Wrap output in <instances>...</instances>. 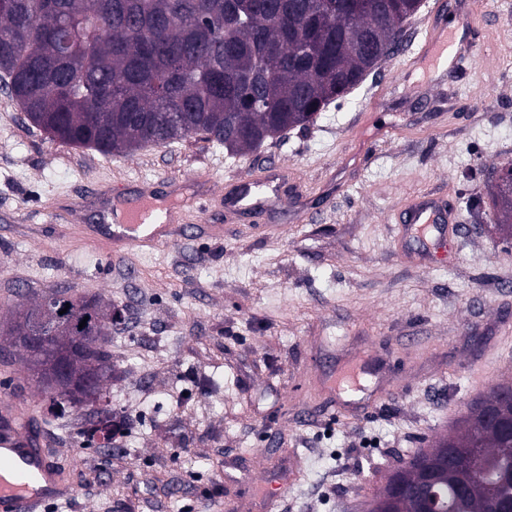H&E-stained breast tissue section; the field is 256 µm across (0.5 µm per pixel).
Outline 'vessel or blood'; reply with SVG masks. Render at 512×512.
Instances as JSON below:
<instances>
[{
  "instance_id": "1",
  "label": "vessel or blood",
  "mask_w": 512,
  "mask_h": 512,
  "mask_svg": "<svg viewBox=\"0 0 512 512\" xmlns=\"http://www.w3.org/2000/svg\"><path fill=\"white\" fill-rule=\"evenodd\" d=\"M455 16L459 27L470 24L469 15L456 12L454 0H435L430 12L422 19L424 37L408 48L398 51V58L409 63L421 64L435 59L437 65H445L448 59L462 61L475 52V45L458 44L449 35L446 21ZM286 170L275 169L266 174L239 181L224 196V208L230 212L261 214L262 208L255 199L259 188L272 189L279 203H287L288 197L281 189L288 182ZM135 203L120 207V222L113 225L110 235L114 243L140 248H155L167 243L182 230L177 223V210L188 204L199 211H207L210 200L196 195L181 200L172 198L169 204H158L155 185L141 182L137 185ZM398 221L404 234L424 237L447 236L449 227L438 218L432 205L422 201L400 214ZM370 356H360L346 365L339 376L331 378L328 391L341 398H352L363 392L362 378L369 368ZM73 487L59 467L52 443L31 403L17 393L0 394V512H45L48 504L69 500Z\"/></svg>"
}]
</instances>
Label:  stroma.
I'll return each instance as SVG.
<instances>
[{"mask_svg": "<svg viewBox=\"0 0 512 512\" xmlns=\"http://www.w3.org/2000/svg\"><path fill=\"white\" fill-rule=\"evenodd\" d=\"M466 36L479 50L455 78L381 64L313 125L242 157L198 136L119 155L53 142L0 91V327L18 298L56 289L122 314L108 447L88 443L92 417L52 414L20 352L0 347V387L30 399L77 490L49 512H367L480 387L512 382V246L487 197L512 164V0ZM271 166L298 187L285 207L265 193L261 219L216 205L154 249L88 233L139 182L218 196ZM421 196L453 211L446 246L397 245L394 215ZM364 350L367 399L330 408L325 381ZM295 461L275 504L254 491Z\"/></svg>", "mask_w": 512, "mask_h": 512, "instance_id": "stroma-1", "label": "stroma"}]
</instances>
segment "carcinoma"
Segmentation results:
<instances>
[{
	"label": "carcinoma",
	"instance_id": "cac0c4a2",
	"mask_svg": "<svg viewBox=\"0 0 512 512\" xmlns=\"http://www.w3.org/2000/svg\"><path fill=\"white\" fill-rule=\"evenodd\" d=\"M414 0H5L0 8V81L33 127L53 142L127 154L192 134L242 156L266 140L313 122L347 95L374 60L356 46L365 37L383 53L398 47ZM257 96L263 106L252 108ZM491 185L492 222L512 240V167ZM52 303L57 322L75 335L99 330L79 369L100 373L87 399L109 428L112 321L98 299L81 305L64 291ZM13 329H30L37 312L20 302ZM66 313H61L62 309ZM85 327H79L81 321ZM512 386L473 403L461 429L391 472L406 485L392 512H494L487 488L461 490L435 468L425 486L418 468L446 448H474L491 469L512 448Z\"/></svg>",
	"mask_w": 512,
	"mask_h": 512
}]
</instances>
